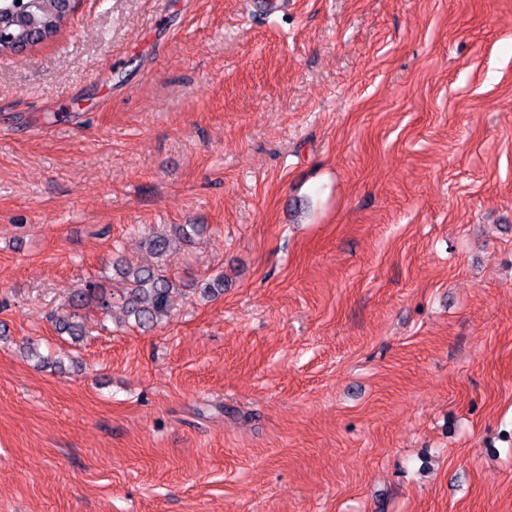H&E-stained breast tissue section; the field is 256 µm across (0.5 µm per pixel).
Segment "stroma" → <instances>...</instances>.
Instances as JSON below:
<instances>
[{
  "mask_svg": "<svg viewBox=\"0 0 512 512\" xmlns=\"http://www.w3.org/2000/svg\"><path fill=\"white\" fill-rule=\"evenodd\" d=\"M142 224L204 227L169 314L59 335ZM0 512H512V0H79L0 58Z\"/></svg>",
  "mask_w": 512,
  "mask_h": 512,
  "instance_id": "1",
  "label": "stroma"
}]
</instances>
